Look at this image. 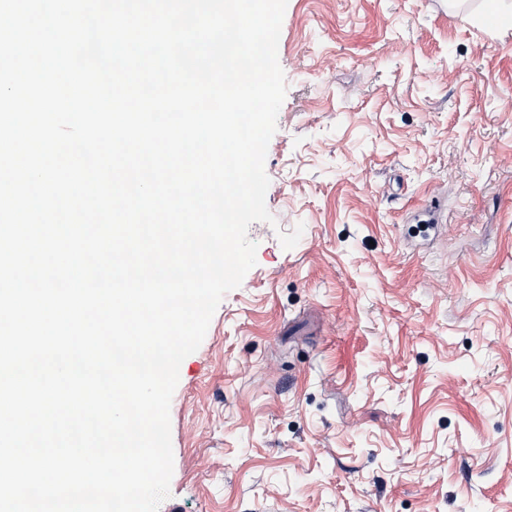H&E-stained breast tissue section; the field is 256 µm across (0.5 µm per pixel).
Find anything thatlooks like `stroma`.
Returning a JSON list of instances; mask_svg holds the SVG:
<instances>
[{"instance_id":"1","label":"stroma","mask_w":512,"mask_h":512,"mask_svg":"<svg viewBox=\"0 0 512 512\" xmlns=\"http://www.w3.org/2000/svg\"><path fill=\"white\" fill-rule=\"evenodd\" d=\"M278 60L274 221L180 366L159 512H512V27L288 0Z\"/></svg>"}]
</instances>
